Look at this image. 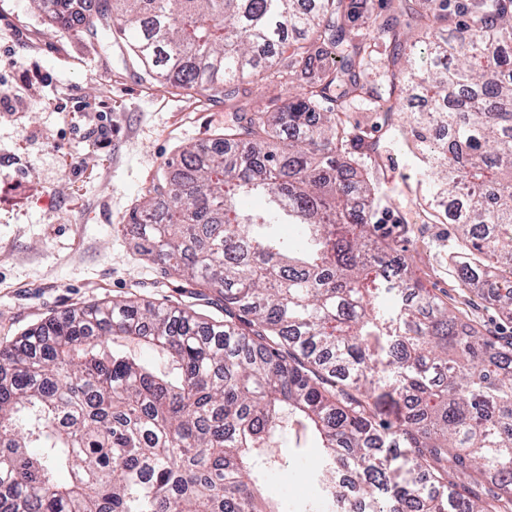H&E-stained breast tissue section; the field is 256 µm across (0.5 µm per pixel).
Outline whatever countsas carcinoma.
Returning <instances> with one entry per match:
<instances>
[{"label":"carcinoma","instance_id":"obj_1","mask_svg":"<svg viewBox=\"0 0 512 512\" xmlns=\"http://www.w3.org/2000/svg\"><path fill=\"white\" fill-rule=\"evenodd\" d=\"M395 1L425 38L367 0H95L82 14L31 0L128 40L188 93L244 98L273 68L300 85L274 112L237 106L130 215L185 300L74 308L0 347V512H279L262 480L285 427L298 448L318 440L328 512L347 496L371 512H512V338L463 321L377 235L373 145L348 121L370 98L394 143L427 158L429 216L459 232L458 287L512 323V0L382 9ZM387 37L401 58L381 56ZM400 59L388 93L367 81ZM394 97L427 106L402 117ZM282 224L299 236L281 240ZM111 336L159 348L177 377Z\"/></svg>","mask_w":512,"mask_h":512}]
</instances>
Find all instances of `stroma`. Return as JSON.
I'll use <instances>...</instances> for the list:
<instances>
[{
    "mask_svg": "<svg viewBox=\"0 0 512 512\" xmlns=\"http://www.w3.org/2000/svg\"><path fill=\"white\" fill-rule=\"evenodd\" d=\"M233 105L148 77L121 39H92L50 24L30 0H0V346L32 325L84 305L137 296L179 299L181 281L140 253L131 213L187 146L208 145ZM349 121L376 139L391 221L413 227L394 241L423 288L478 331L507 334L480 298L458 288L453 225L421 222L429 185L404 176V149L383 114L353 102ZM110 130L108 143L95 131ZM281 466L266 488L286 508L320 502L314 448L280 438Z\"/></svg>",
    "mask_w": 512,
    "mask_h": 512,
    "instance_id": "35a3bbf8",
    "label": "stroma"
}]
</instances>
